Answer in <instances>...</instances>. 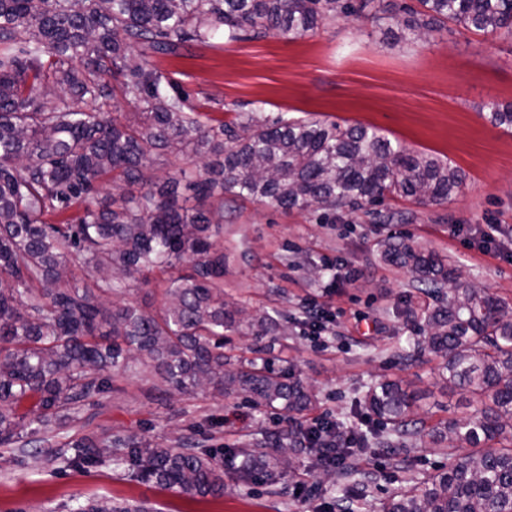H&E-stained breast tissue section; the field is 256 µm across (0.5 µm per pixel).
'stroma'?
Segmentation results:
<instances>
[{
	"label": "stroma",
	"mask_w": 512,
	"mask_h": 512,
	"mask_svg": "<svg viewBox=\"0 0 512 512\" xmlns=\"http://www.w3.org/2000/svg\"><path fill=\"white\" fill-rule=\"evenodd\" d=\"M405 13L380 24L357 15L336 18L300 36L216 37L190 42L174 54L151 53L148 66L188 95L197 112L234 124L253 114L276 119L320 118L381 130L408 150L448 159L465 175L443 204L395 198L357 212L285 211L237 201L225 210L224 294L249 314L263 312L285 326L270 353L276 366L294 363L313 386L310 417L350 423L365 387L382 378L400 381L417 398L419 418L466 416L476 402L449 390L437 361L422 352L400 364L409 336L405 311L425 297L406 268L385 258L389 239H407L424 253L451 262L458 279L512 299V255L484 252L455 234L457 225L499 224L512 229V133L485 118L490 102L512 103V37L449 24L411 38ZM341 258L356 279L333 275L327 260ZM167 276L124 281L114 305L158 307ZM323 296L336 327L313 334L302 324L307 299ZM108 386L67 422L64 436L110 434L153 448L219 452L224 492H170L137 471L107 464L88 471L55 472L47 460L57 445L49 433L27 434L0 447V512H72L77 503L109 498L146 512H302L348 497L354 512H376L381 499L411 488L448 461L446 448L414 439L406 447L353 456L348 475L325 483L315 456L295 451V472L275 483L245 481L225 454L269 442L293 448L295 426L271 410L204 391L182 394L137 363L109 373Z\"/></svg>",
	"instance_id": "stroma-1"
}]
</instances>
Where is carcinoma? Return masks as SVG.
<instances>
[{"label":"carcinoma","instance_id":"1","mask_svg":"<svg viewBox=\"0 0 512 512\" xmlns=\"http://www.w3.org/2000/svg\"><path fill=\"white\" fill-rule=\"evenodd\" d=\"M417 2L413 9L392 0H0V447L20 442L29 427L35 433L78 418L106 389V374L129 367L134 350L179 391L205 379L219 396L286 412L308 452L329 464L324 436L296 420L316 395L292 380L293 364L227 366L224 334L246 327L272 336L277 325L266 315L245 320L240 304L224 297V245L212 233L224 223V202L325 214L394 196L441 204L464 175L362 124H268L252 115L236 128L204 122L133 49L174 54L187 42L236 41L270 29L302 35L338 16L382 20L400 9L410 14L406 28L414 36L450 21L512 34V0ZM119 97L134 112L102 111ZM486 118L511 131L512 105L493 103ZM177 159L200 165L197 207L178 203L184 168L155 174ZM125 185L140 191L127 193ZM47 214L63 220L48 223ZM385 256L436 302L410 313L417 343L441 359L439 377L466 389L481 408L430 427L431 443L451 448L448 463L379 502V512H512V301L485 288L448 292L456 270L410 242H388ZM179 264L187 272L169 279L158 310L112 305L123 278ZM76 267L84 278H76ZM364 407L382 427L359 433L348 455L397 448L420 432L397 381L369 386ZM64 447L71 453L59 459L68 469L128 461L175 493L224 491V469L212 454L144 448L107 434ZM280 452L276 445L243 448L232 458L240 459L242 479L275 482L286 473ZM75 512L131 510L101 498Z\"/></svg>","mask_w":512,"mask_h":512}]
</instances>
